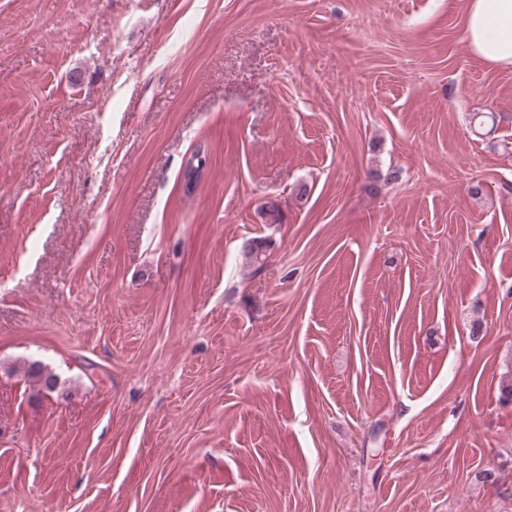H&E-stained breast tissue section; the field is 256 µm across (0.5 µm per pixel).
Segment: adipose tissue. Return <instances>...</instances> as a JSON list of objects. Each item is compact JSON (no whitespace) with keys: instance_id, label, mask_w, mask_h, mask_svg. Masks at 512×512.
<instances>
[{"instance_id":"obj_1","label":"adipose tissue","mask_w":512,"mask_h":512,"mask_svg":"<svg viewBox=\"0 0 512 512\" xmlns=\"http://www.w3.org/2000/svg\"><path fill=\"white\" fill-rule=\"evenodd\" d=\"M459 25L471 54L512 69V0H467Z\"/></svg>"}]
</instances>
